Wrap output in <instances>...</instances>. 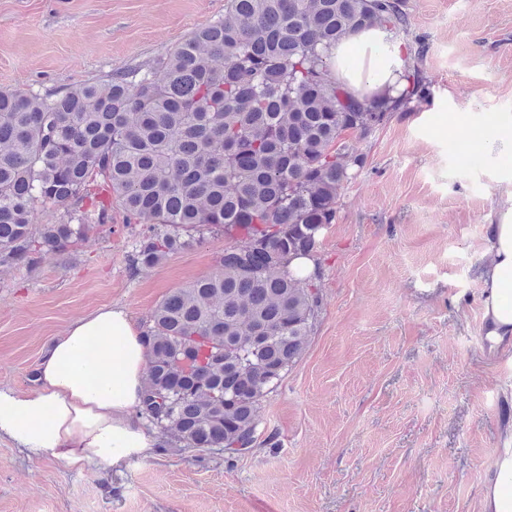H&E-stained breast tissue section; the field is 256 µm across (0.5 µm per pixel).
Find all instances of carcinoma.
<instances>
[{
    "mask_svg": "<svg viewBox=\"0 0 512 512\" xmlns=\"http://www.w3.org/2000/svg\"><path fill=\"white\" fill-rule=\"evenodd\" d=\"M375 24L407 27L401 0H225L224 18L134 68L61 91L0 89V268L63 254L112 205L148 226L132 259L153 268L224 230L220 270L157 306L139 412L184 448L231 457L257 445L262 401L304 353L316 279L288 267L316 252L363 167L347 140L407 106L361 102L327 55ZM63 209L32 223L37 206Z\"/></svg>",
    "mask_w": 512,
    "mask_h": 512,
    "instance_id": "1",
    "label": "carcinoma"
}]
</instances>
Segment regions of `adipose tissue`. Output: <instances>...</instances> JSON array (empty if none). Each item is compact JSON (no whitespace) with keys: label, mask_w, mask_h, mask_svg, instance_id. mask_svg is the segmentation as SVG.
<instances>
[{"label":"adipose tissue","mask_w":512,"mask_h":512,"mask_svg":"<svg viewBox=\"0 0 512 512\" xmlns=\"http://www.w3.org/2000/svg\"><path fill=\"white\" fill-rule=\"evenodd\" d=\"M328 54L337 80L359 100L394 98L407 85L410 55L387 28L350 34ZM455 123L512 171L511 113L485 125L460 112ZM489 242L492 258L480 273V298L487 335L497 345L512 335V207L491 224ZM147 362L143 333L124 308L103 307L74 320L40 359L37 391L0 388V437L78 469L155 456V433L138 412ZM490 471L481 512H512V429L495 449Z\"/></svg>","instance_id":"obj_1"}]
</instances>
